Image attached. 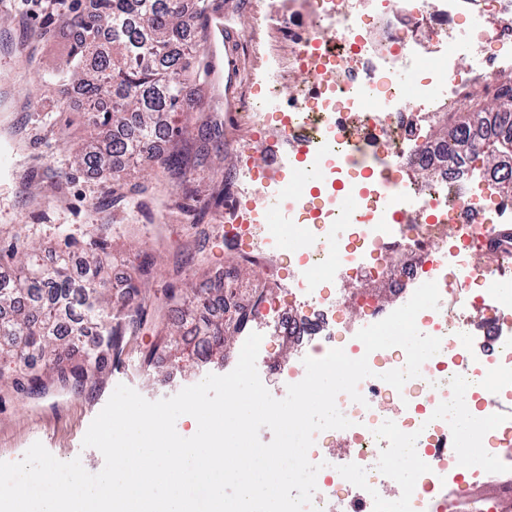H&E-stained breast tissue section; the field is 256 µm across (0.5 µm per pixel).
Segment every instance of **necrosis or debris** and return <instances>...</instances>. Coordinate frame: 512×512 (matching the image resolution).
Segmentation results:
<instances>
[{"label": "necrosis or debris", "instance_id": "obj_1", "mask_svg": "<svg viewBox=\"0 0 512 512\" xmlns=\"http://www.w3.org/2000/svg\"><path fill=\"white\" fill-rule=\"evenodd\" d=\"M288 17V52L262 59V94H247L240 123L258 136L269 113H280L282 139L270 157L274 174L260 198L236 192L224 215L231 225L224 269L259 265L268 239L261 206L277 198L288 232L299 239L288 293L303 297L305 311H275L279 333L300 356L322 358L349 337L348 357H367L372 377L336 399L350 428L315 434L308 452L324 462V447L342 438L349 452L336 470L321 469L312 505L318 512H429L434 490L448 493L455 512H512V410H488L489 429L501 433L487 447L483 431L452 432L448 425L463 401L489 390L512 397V240L498 237L512 224V192L470 159H448L445 144L424 128L467 99L475 86L502 94L494 81L500 63L512 62V0H305ZM477 57L462 65L463 56ZM411 72L410 85L396 81ZM287 71L303 76L300 91L282 99L276 84ZM429 176L419 179V164ZM322 167L317 191L288 192L305 166ZM346 234L333 240L332 228ZM394 262L386 278L392 304L369 303L365 319L342 318L338 295L325 279L336 272L374 277L376 259ZM436 282L438 309L416 320L423 334L440 338L439 352L403 389L382 373L403 368L406 354L392 347L366 353L358 332L411 298V288ZM407 458L408 469L387 468L389 456ZM474 490L458 499L460 476ZM492 484L498 496L476 490Z\"/></svg>", "mask_w": 512, "mask_h": 512}]
</instances>
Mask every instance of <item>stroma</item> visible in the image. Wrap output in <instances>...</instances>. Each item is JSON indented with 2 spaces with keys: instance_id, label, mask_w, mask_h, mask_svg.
Here are the masks:
<instances>
[{
  "instance_id": "obj_1",
  "label": "stroma",
  "mask_w": 512,
  "mask_h": 512,
  "mask_svg": "<svg viewBox=\"0 0 512 512\" xmlns=\"http://www.w3.org/2000/svg\"><path fill=\"white\" fill-rule=\"evenodd\" d=\"M216 14H223L226 5L234 7L232 29L236 35L238 55L243 63V82L251 84L261 73L260 58L249 37L256 20L278 27L288 6L284 0H213ZM61 5L49 0H22L19 10L0 14V114L8 113L10 129L0 128V141L10 133H22L33 139L26 151V162L17 166L14 176L0 180V247L7 246L12 234L27 227L40 238L54 242V253L45 254L52 262L55 253H67L69 267L75 277H82L84 247L82 239L89 220L100 223L119 221L120 227L108 238V249L118 259L104 270L112 283L124 284L137 277L140 263L154 260L157 274L154 290H161L170 280L206 288L214 268L224 265L223 218L209 208L212 180L216 175L229 176L239 183L247 166H260L266 147L264 143L224 144V159L216 168L199 170L185 187L169 182L159 169L115 164L112 172L93 174L71 167L70 153L86 136L89 105L74 86L46 84L51 71L64 68L69 45L73 39L69 25L62 19ZM208 61L206 51L186 57L189 75L184 85V109L167 116L172 127L193 126L195 117L219 114L224 129L234 128L235 118L224 110V83L208 80L198 83L196 72ZM124 187L145 186L139 197L140 207L127 211L125 200L112 192L113 180ZM44 192L45 205L34 209L31 203L33 186ZM204 224L209 240L204 256L193 248L197 224ZM68 227L76 237L74 246H65L57 238V227ZM251 324L270 335L272 343L260 351L256 363L259 374L269 366L294 361L297 351L285 338L277 336L273 319L252 314ZM164 337L155 328L145 329L130 338L125 353L136 358L152 349H159V366L139 368L126 375L104 369L79 389L47 383L40 394L30 395L0 386V461L20 460L34 442H41L58 460L80 459L91 473L104 465L102 454L83 447L82 441L91 422L103 409L118 384H125L142 397L157 401L175 395L209 374H223L225 366L236 364L241 342L227 348L223 362L194 356L180 364L163 355Z\"/></svg>"
}]
</instances>
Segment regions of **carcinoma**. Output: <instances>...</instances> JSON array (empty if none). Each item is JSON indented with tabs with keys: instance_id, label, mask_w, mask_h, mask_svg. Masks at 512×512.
<instances>
[{
	"instance_id": "obj_1",
	"label": "carcinoma",
	"mask_w": 512,
	"mask_h": 512,
	"mask_svg": "<svg viewBox=\"0 0 512 512\" xmlns=\"http://www.w3.org/2000/svg\"><path fill=\"white\" fill-rule=\"evenodd\" d=\"M160 0H98L96 12L83 13L81 0H70L64 22L78 26L82 34L70 49L69 63L55 81L81 88L85 97L95 99L104 92L112 94V108L94 112L88 125L94 134H104L106 147L113 155L156 164L173 179L186 181L205 167L209 145L221 141L222 123L206 117L195 135L171 139L169 150L152 154V144L164 133L159 124L165 112L183 108L181 61L191 50L184 32L191 18L179 9L177 0L159 5ZM112 33L111 50H100V34ZM473 110L468 120L456 122L457 113H448L440 139L448 143V155H471L488 164L496 155L512 152V96L499 98L494 125L482 133L487 113L480 103L470 99ZM73 164L95 170L100 155L87 143L73 155ZM111 225L98 224L96 237L86 250V263L99 267L108 260L104 243ZM41 246L26 232H16L8 248L0 252V265L11 264L19 272L0 275V383H9L21 392L45 389L46 379L63 386H76L109 359H119L128 337L140 334L153 321L167 324L164 310L186 303V288L170 283L163 299L151 296L149 284L155 278L152 261H144L139 277L130 281L124 295L114 300L110 289L98 280L76 281L60 264L47 268L41 263ZM224 276L213 274L210 288L193 289L195 302L224 299ZM242 311L228 328L224 322L210 324L207 335L212 342L207 352L224 349L243 325ZM92 335L85 360L77 365L63 363L60 350L79 336Z\"/></svg>"
}]
</instances>
